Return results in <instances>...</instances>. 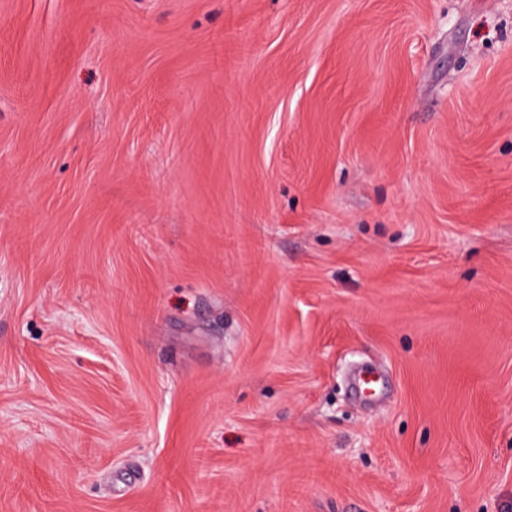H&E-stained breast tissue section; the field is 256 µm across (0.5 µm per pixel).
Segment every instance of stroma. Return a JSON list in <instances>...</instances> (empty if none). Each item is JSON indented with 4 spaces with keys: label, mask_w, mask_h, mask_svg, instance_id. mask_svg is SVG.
<instances>
[{
    "label": "stroma",
    "mask_w": 512,
    "mask_h": 512,
    "mask_svg": "<svg viewBox=\"0 0 512 512\" xmlns=\"http://www.w3.org/2000/svg\"><path fill=\"white\" fill-rule=\"evenodd\" d=\"M0 512H512V0H0Z\"/></svg>",
    "instance_id": "stroma-1"
}]
</instances>
